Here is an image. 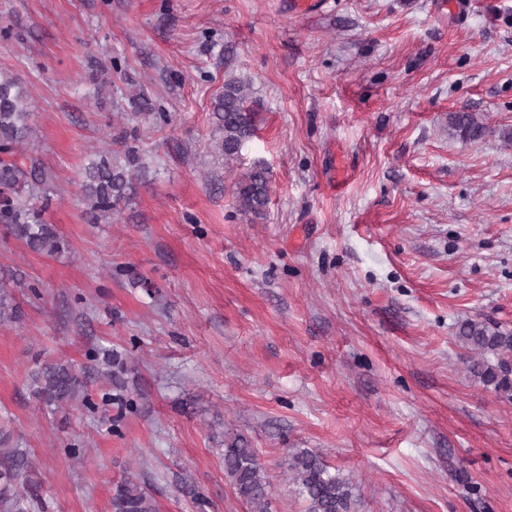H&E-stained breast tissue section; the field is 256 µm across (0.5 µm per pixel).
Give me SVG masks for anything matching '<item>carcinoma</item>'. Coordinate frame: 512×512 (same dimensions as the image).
Instances as JSON below:
<instances>
[{
    "label": "carcinoma",
    "instance_id": "1",
    "mask_svg": "<svg viewBox=\"0 0 512 512\" xmlns=\"http://www.w3.org/2000/svg\"><path fill=\"white\" fill-rule=\"evenodd\" d=\"M252 86L248 81L229 78L224 92L216 98L213 115L216 149L224 156V170L230 179L232 198L239 212L251 219H263L270 202L268 169L254 165L244 170L238 161L244 144L255 131ZM33 112L28 92L13 75L0 73V224L10 235L37 253H58L64 239L44 223L36 203L52 192L51 177L35 160L26 165L16 159L20 147L33 135ZM448 131L464 140H479L487 126L472 112L448 113ZM145 168L139 148L124 146L123 158L101 157L84 170L80 185L90 224L107 223L121 215L137 193L134 171ZM18 318L14 294L0 285V322ZM456 342L468 353L467 371L484 386L512 393V330L482 317L462 321ZM37 398L48 408L60 409L71 403L92 410L96 403L84 390L76 371L63 364L44 367L38 378ZM9 436L0 438V512H29L24 505V480L29 458L22 448L7 446ZM288 469L306 512H354L356 499L351 482L330 470L321 453L302 449L289 455ZM224 476L253 512H268L269 482L254 449L242 438L224 448ZM112 512H157L155 499L138 481L125 480L112 495Z\"/></svg>",
    "mask_w": 512,
    "mask_h": 512
}]
</instances>
